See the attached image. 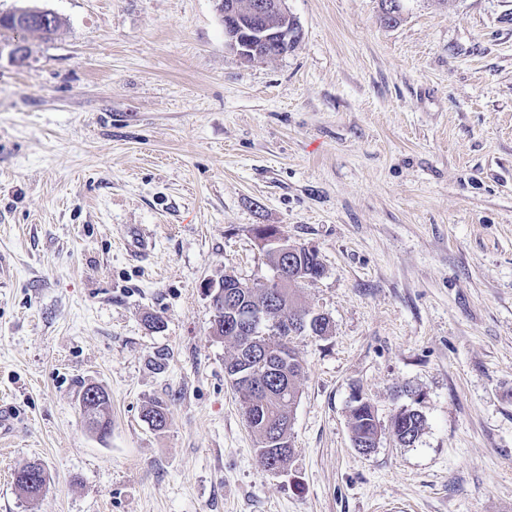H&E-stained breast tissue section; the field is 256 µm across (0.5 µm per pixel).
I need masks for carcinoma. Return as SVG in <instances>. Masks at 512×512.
Returning <instances> with one entry per match:
<instances>
[{
	"mask_svg": "<svg viewBox=\"0 0 512 512\" xmlns=\"http://www.w3.org/2000/svg\"><path fill=\"white\" fill-rule=\"evenodd\" d=\"M381 10L385 25L394 26L401 20V0H381ZM267 256L274 269L288 274L285 292L279 294L260 284L250 286L226 275L224 283L229 288L225 289L221 307H231L242 316H254L263 311L272 315L279 313L288 325L261 328L244 336L220 312L214 315L213 329L216 336L230 338L235 343V353L225 362V368L230 374H243L233 387L241 395L244 419L257 437L258 466L276 473L280 471L282 451L277 441L289 439L291 418L298 399L297 380L302 372L292 348L293 336L305 332L324 336L331 331V326L326 317L313 327L303 324L300 309L294 303L297 288L305 282L315 281L323 267L318 252L302 246L296 256L281 257L271 252ZM350 424L353 440L360 446L369 448L377 443L379 429L369 403L359 401L350 406ZM424 425L422 414L408 407L401 408L391 420V429L397 430L400 441L407 445L418 440ZM13 481L22 495L36 498L46 489L49 478L42 464L33 462L15 471Z\"/></svg>",
	"mask_w": 512,
	"mask_h": 512,
	"instance_id": "1",
	"label": "carcinoma"
}]
</instances>
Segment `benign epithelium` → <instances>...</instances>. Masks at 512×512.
Instances as JSON below:
<instances>
[{"label":"benign epithelium","mask_w":512,"mask_h":512,"mask_svg":"<svg viewBox=\"0 0 512 512\" xmlns=\"http://www.w3.org/2000/svg\"><path fill=\"white\" fill-rule=\"evenodd\" d=\"M218 10L224 20V40L228 48L241 59L247 60L260 52H283L295 38L288 22L292 19L286 6V0H263L248 12L242 10L236 0H219ZM272 14L280 19L277 24L260 22V19ZM43 12L30 15L16 12V22L12 31L18 35L40 27L45 21ZM262 247L280 254H298L300 247L288 243L279 233L260 240Z\"/></svg>","instance_id":"obj_1"}]
</instances>
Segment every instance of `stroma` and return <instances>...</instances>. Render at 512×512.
Segmentation results:
<instances>
[{
	"label": "stroma",
	"instance_id": "stroma-1",
	"mask_svg": "<svg viewBox=\"0 0 512 512\" xmlns=\"http://www.w3.org/2000/svg\"><path fill=\"white\" fill-rule=\"evenodd\" d=\"M56 13L0 55V512H512V0H287L242 60L215 0H0ZM316 249L286 471L261 469L210 286ZM143 230L146 255L125 245ZM163 326L149 328L147 316ZM112 431L86 428V386ZM381 433L360 453L352 391ZM160 402L166 429L142 416ZM425 427L410 446L401 407ZM37 461L34 500L13 483ZM424 425V417L419 411L403 407L393 415L390 428L397 430L403 444L411 445L421 436ZM13 481L22 495L36 498L46 489L49 478L42 464L33 462L15 471Z\"/></svg>",
	"mask_w": 512,
	"mask_h": 512
}]
</instances>
